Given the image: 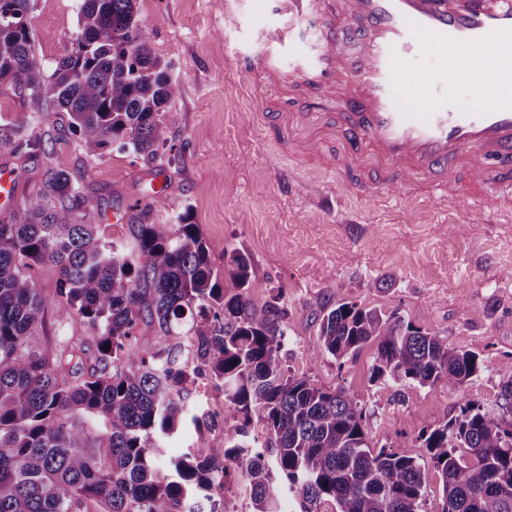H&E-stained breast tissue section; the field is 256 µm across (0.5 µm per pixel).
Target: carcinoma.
<instances>
[{
  "instance_id": "1",
  "label": "carcinoma",
  "mask_w": 512,
  "mask_h": 512,
  "mask_svg": "<svg viewBox=\"0 0 512 512\" xmlns=\"http://www.w3.org/2000/svg\"><path fill=\"white\" fill-rule=\"evenodd\" d=\"M136 2L83 0L76 47L47 76L34 49L35 0H0V80L35 105L51 98L91 156L116 146L151 159L168 142L163 116L181 84L153 54ZM36 123H0V150L48 153L63 134L45 137ZM84 204L69 172L49 168L21 219L0 222V512H217L205 503L230 473L247 483L253 512H284L279 482L301 512H420L426 484L416 458L373 447L345 389L287 374V311L278 296L253 302L245 256L216 265L184 216L135 225L125 248L85 222ZM45 265L59 271L52 298L37 285ZM50 306L59 324L87 326L93 344L62 338L31 350ZM142 325L178 339L184 360L143 340ZM319 336L337 360L372 346V382L431 387L448 375L464 384L480 371L476 353L355 303L323 310ZM200 376L224 388L240 423L224 447L187 452L161 476L163 445L185 422V383ZM502 399L507 418L467 403L421 435L443 512H512V380ZM87 418L104 446L89 445ZM255 420L263 443L249 431Z\"/></svg>"
}]
</instances>
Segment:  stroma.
Listing matches in <instances>:
<instances>
[{"instance_id": "35a3bbf8", "label": "stroma", "mask_w": 512, "mask_h": 512, "mask_svg": "<svg viewBox=\"0 0 512 512\" xmlns=\"http://www.w3.org/2000/svg\"><path fill=\"white\" fill-rule=\"evenodd\" d=\"M82 0H36L32 25L46 72L75 47ZM237 21L226 26L225 6ZM155 56L182 87L171 103L169 148L153 160L115 149L86 155L75 135L50 153L18 158L0 152L11 170L13 199L0 220L20 216L42 186L47 168L63 169L80 184L92 223L117 242L131 241L143 218L175 223L188 214L211 258L241 253L251 264L253 301L282 295L287 310L290 374L316 386L345 388L365 411L370 443L402 446L426 477L422 512H443L437 468L421 434L473 402L488 416L503 414L501 387L512 365V213L499 200L446 209L438 199L412 200L399 191L369 193L350 187L328 157L286 153L257 124L260 98L244 94L247 64H260L264 39L277 23L258 0H137ZM42 115V130L68 116L46 101L33 105L0 85V122L25 124ZM164 206L143 215L154 191ZM353 302L411 321L477 353L480 373L465 384L441 379L431 387L373 383L374 350L341 360L320 348L322 308ZM189 422L167 445L170 456L222 445L234 419L224 416V392L188 384Z\"/></svg>"}]
</instances>
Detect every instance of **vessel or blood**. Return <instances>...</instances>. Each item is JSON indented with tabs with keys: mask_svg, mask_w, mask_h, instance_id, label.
Wrapping results in <instances>:
<instances>
[{
	"mask_svg": "<svg viewBox=\"0 0 512 512\" xmlns=\"http://www.w3.org/2000/svg\"><path fill=\"white\" fill-rule=\"evenodd\" d=\"M282 18L276 47L311 32L307 52L261 64L260 126L313 156L334 146L340 175L376 192L402 189L447 205L512 189V0H264ZM345 32L365 60L329 44ZM464 88L467 109L449 97ZM344 90L349 107L324 106Z\"/></svg>",
	"mask_w": 512,
	"mask_h": 512,
	"instance_id": "b4317fda",
	"label": "vessel or blood"
}]
</instances>
